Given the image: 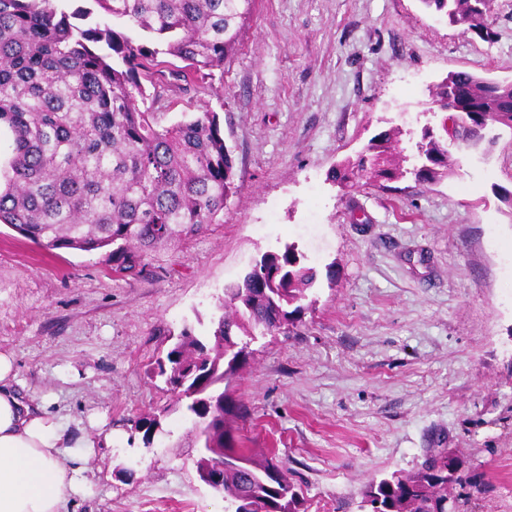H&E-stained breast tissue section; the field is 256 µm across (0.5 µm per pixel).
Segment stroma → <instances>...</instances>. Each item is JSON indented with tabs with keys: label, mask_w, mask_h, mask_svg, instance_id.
I'll list each match as a JSON object with an SVG mask.
<instances>
[{
	"label": "stroma",
	"mask_w": 512,
	"mask_h": 512,
	"mask_svg": "<svg viewBox=\"0 0 512 512\" xmlns=\"http://www.w3.org/2000/svg\"><path fill=\"white\" fill-rule=\"evenodd\" d=\"M494 42L420 0H255L239 45L172 116H224L239 192L224 221L149 255L142 279L106 252L46 250L0 224V353L75 435L112 431L70 512H225L196 472L191 417L147 376L183 327L208 334L225 288L295 245L317 280L288 334L257 337L227 399L241 447L263 448L303 512H360L371 478L441 446L464 461L456 512H512V129L452 134L432 100L448 72L512 82V0ZM423 128L452 161L342 194L329 173L379 133ZM164 410L151 444L133 422Z\"/></svg>",
	"instance_id": "stroma-1"
}]
</instances>
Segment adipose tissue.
I'll list each match as a JSON object with an SVG mask.
<instances>
[{
    "mask_svg": "<svg viewBox=\"0 0 512 512\" xmlns=\"http://www.w3.org/2000/svg\"><path fill=\"white\" fill-rule=\"evenodd\" d=\"M12 358L0 354V512H69L84 478L70 457L73 440L46 402H25Z\"/></svg>",
    "mask_w": 512,
    "mask_h": 512,
    "instance_id": "obj_1",
    "label": "adipose tissue"
}]
</instances>
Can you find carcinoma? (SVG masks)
<instances>
[{"instance_id": "cac0c4a2", "label": "carcinoma", "mask_w": 512, "mask_h": 512, "mask_svg": "<svg viewBox=\"0 0 512 512\" xmlns=\"http://www.w3.org/2000/svg\"><path fill=\"white\" fill-rule=\"evenodd\" d=\"M112 21L143 32L134 40L106 22H86L89 9L65 10L59 0H0V127L13 136L10 157L0 163V224L48 249H110L112 270L141 277L149 251L176 244L224 223V207L238 193L234 158L217 112L182 113L165 108L176 93L202 88L203 80L235 52L254 0H94ZM465 32L491 42L488 0H420ZM167 54L185 65L173 69ZM467 72L436 85L478 109L481 120L512 128V84ZM150 100L142 110L137 99ZM400 130L375 136L355 162L332 169L344 189L360 182L403 176L394 153ZM417 181L448 177V152L432 131L417 146ZM283 270L259 288L252 275L228 288L223 313L206 338L185 328L180 340L155 360L153 373L178 369L182 391L169 387L195 416L204 452L224 459V501L233 512H300V493L288 468L274 457L255 460L232 446L230 408L217 385L230 381L249 355L239 336L255 330L288 332L315 282L295 248L263 256ZM462 462L433 449L427 465L379 481L361 492L363 512H448V485Z\"/></svg>"}]
</instances>
